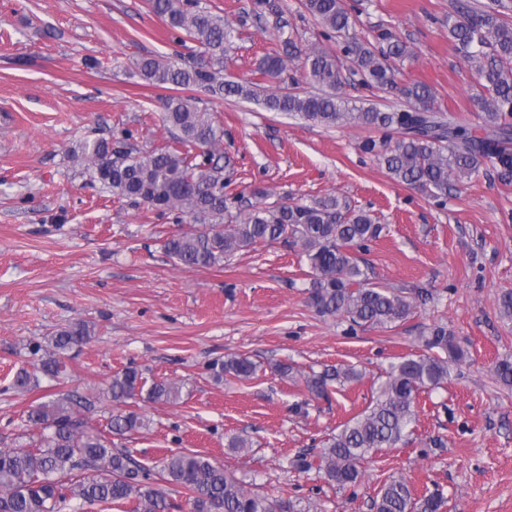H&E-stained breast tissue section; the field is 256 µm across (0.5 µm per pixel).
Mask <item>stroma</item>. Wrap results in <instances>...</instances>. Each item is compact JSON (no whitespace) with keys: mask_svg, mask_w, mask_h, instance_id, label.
<instances>
[{"mask_svg":"<svg viewBox=\"0 0 512 512\" xmlns=\"http://www.w3.org/2000/svg\"><path fill=\"white\" fill-rule=\"evenodd\" d=\"M201 0L234 29L224 75L263 83V56L279 46L284 19L299 47L321 27L299 0ZM455 0H366L357 32L384 27L410 45L407 79L432 87L455 120L481 124L482 90L448 37ZM196 45L154 15L147 0H0V448L29 447L38 430L26 412L51 395L89 394L137 366L146 381L182 386L174 404L147 406L149 425L115 437L143 466L173 452H198L270 497L318 502L321 512H372L390 476L416 493L443 490L447 512H512V388L493 369L512 359V319L497 305L512 289V184L481 174L437 206L396 183L361 149L371 130L327 128L235 98H204L224 130L241 208L256 191L309 201L327 194L370 211L382 231L361 258L374 281L428 289L432 298L400 326L350 331L318 315L306 289L309 266L283 241L237 251L223 264H176L163 244L194 231L170 212L134 206L104 192L70 159L87 138L131 130L141 150L172 145L160 121L164 89L137 63L191 56ZM82 319L95 335L66 360L63 378L13 388L20 368L39 364L40 346ZM440 324L466 350L445 388L420 395L405 442L365 465L357 491L294 467L336 426L369 403L390 363L420 354L419 338ZM234 354L258 366L255 378L215 381L211 363ZM291 365L297 378L275 373ZM340 364L360 381L315 398L304 374ZM242 435L251 448H229Z\"/></svg>","mask_w":512,"mask_h":512,"instance_id":"obj_1","label":"stroma"}]
</instances>
